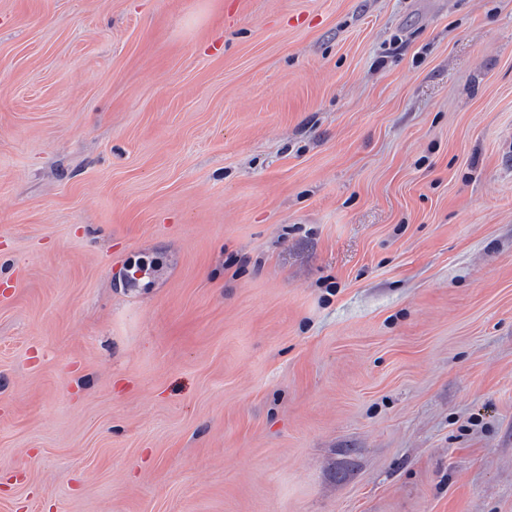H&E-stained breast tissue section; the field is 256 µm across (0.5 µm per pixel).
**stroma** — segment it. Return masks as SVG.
Masks as SVG:
<instances>
[{"label": "stroma", "mask_w": 512, "mask_h": 512, "mask_svg": "<svg viewBox=\"0 0 512 512\" xmlns=\"http://www.w3.org/2000/svg\"><path fill=\"white\" fill-rule=\"evenodd\" d=\"M0 512H512V0H0Z\"/></svg>", "instance_id": "obj_1"}]
</instances>
